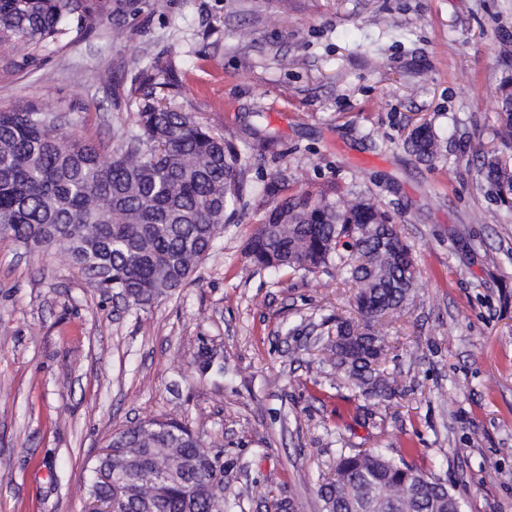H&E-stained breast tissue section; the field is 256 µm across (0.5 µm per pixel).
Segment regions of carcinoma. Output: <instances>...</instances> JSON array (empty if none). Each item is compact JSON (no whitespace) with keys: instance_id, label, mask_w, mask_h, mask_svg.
I'll list each match as a JSON object with an SVG mask.
<instances>
[{"instance_id":"carcinoma-1","label":"carcinoma","mask_w":512,"mask_h":512,"mask_svg":"<svg viewBox=\"0 0 512 512\" xmlns=\"http://www.w3.org/2000/svg\"><path fill=\"white\" fill-rule=\"evenodd\" d=\"M122 0H0V49L22 54L55 41L66 27L85 33L104 16L120 14ZM137 106L132 130L109 154L60 134L62 116L50 105L0 110V235L26 247L61 251L97 284L135 306L182 287L209 255L224 224L236 213L245 186L244 159L191 113L157 98L144 77L130 89ZM413 152L433 158L438 143L426 124L408 136ZM278 201L251 236L247 256L262 267L317 273L334 268L356 290L368 345L345 342L351 324L336 326L325 360L362 394L385 398L391 390L374 365L384 343L375 326L414 300L418 269L412 248L393 218L369 197L353 193L341 205L327 192L289 191L280 173L268 185ZM162 435L152 420L113 439L132 449L108 467L150 468L172 453L190 462L203 443L171 420ZM217 467L188 468L182 481L155 497L154 512H214ZM326 512H459L440 479L378 449L339 451L335 478L321 488Z\"/></svg>"}]
</instances>
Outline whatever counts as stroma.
Returning a JSON list of instances; mask_svg holds the SVG:
<instances>
[{"label":"stroma","mask_w":512,"mask_h":512,"mask_svg":"<svg viewBox=\"0 0 512 512\" xmlns=\"http://www.w3.org/2000/svg\"><path fill=\"white\" fill-rule=\"evenodd\" d=\"M506 41L512 0H128L84 35L0 52V109L52 88L64 134L107 152L134 78L166 67L174 104L249 159L236 221L148 306L0 237V512H86L100 448L150 418L220 456L234 512H325L342 448L409 456L461 512H512V195L483 173L512 150ZM423 123L431 161L406 145ZM279 172L372 197L414 251L417 298L380 325L388 401L324 361L337 321L361 322L354 289L244 255Z\"/></svg>","instance_id":"1"}]
</instances>
